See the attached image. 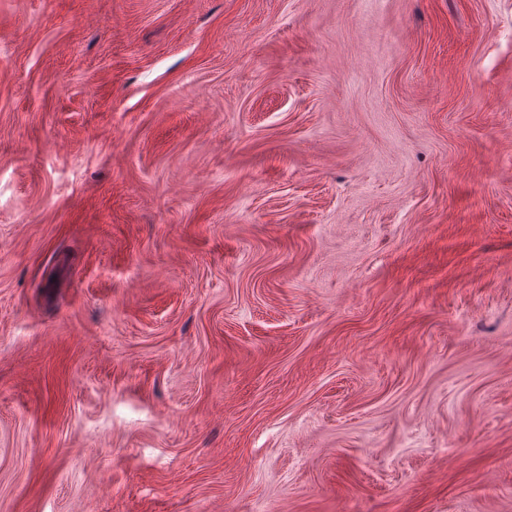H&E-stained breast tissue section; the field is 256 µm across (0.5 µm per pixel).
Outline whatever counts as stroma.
Here are the masks:
<instances>
[{
    "label": "stroma",
    "instance_id": "obj_1",
    "mask_svg": "<svg viewBox=\"0 0 512 512\" xmlns=\"http://www.w3.org/2000/svg\"><path fill=\"white\" fill-rule=\"evenodd\" d=\"M0 512H512V0H0Z\"/></svg>",
    "mask_w": 512,
    "mask_h": 512
}]
</instances>
